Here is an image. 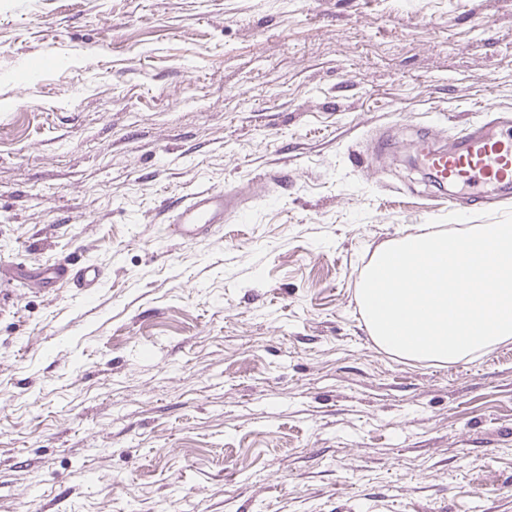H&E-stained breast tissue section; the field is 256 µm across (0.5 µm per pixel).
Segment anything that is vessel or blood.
Segmentation results:
<instances>
[{
  "label": "vessel or blood",
  "instance_id": "obj_1",
  "mask_svg": "<svg viewBox=\"0 0 512 512\" xmlns=\"http://www.w3.org/2000/svg\"><path fill=\"white\" fill-rule=\"evenodd\" d=\"M421 162L439 187L454 186L465 196L493 204L512 197V119L500 116L483 124L463 128L450 148L422 142ZM245 189L206 188L171 200L166 230L173 238L192 241L213 234L218 224L243 210ZM48 284H69L91 294L99 287L103 272L93 263L62 261L47 267Z\"/></svg>",
  "mask_w": 512,
  "mask_h": 512
}]
</instances>
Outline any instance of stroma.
<instances>
[{
	"label": "stroma",
	"mask_w": 512,
	"mask_h": 512,
	"mask_svg": "<svg viewBox=\"0 0 512 512\" xmlns=\"http://www.w3.org/2000/svg\"><path fill=\"white\" fill-rule=\"evenodd\" d=\"M494 112L512 0H0V512H512V341L405 360L358 301L382 244L503 216L414 160ZM75 258L92 296L15 274ZM245 194V188L212 187L171 200L165 205L166 230L183 241L211 236L216 224L242 212Z\"/></svg>",
	"instance_id": "stroma-1"
}]
</instances>
